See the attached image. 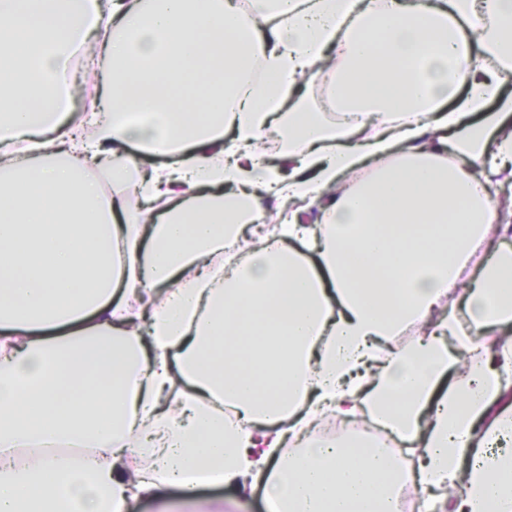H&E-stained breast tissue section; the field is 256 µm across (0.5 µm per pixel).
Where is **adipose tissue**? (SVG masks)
Wrapping results in <instances>:
<instances>
[{
    "mask_svg": "<svg viewBox=\"0 0 512 512\" xmlns=\"http://www.w3.org/2000/svg\"><path fill=\"white\" fill-rule=\"evenodd\" d=\"M94 43L108 92L72 126ZM0 75V512L228 484L273 512H396L406 485L512 512V0H0ZM320 77L331 122L295 97ZM329 414L404 450L325 439Z\"/></svg>",
    "mask_w": 512,
    "mask_h": 512,
    "instance_id": "obj_1",
    "label": "adipose tissue"
}]
</instances>
